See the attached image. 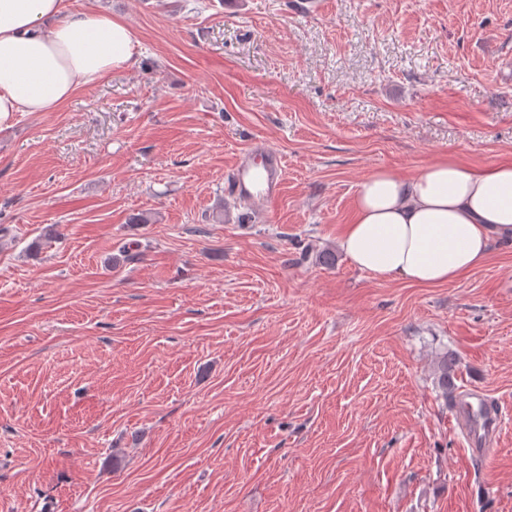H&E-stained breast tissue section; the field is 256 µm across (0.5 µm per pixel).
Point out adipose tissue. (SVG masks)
Segmentation results:
<instances>
[{"label": "adipose tissue", "mask_w": 512, "mask_h": 512, "mask_svg": "<svg viewBox=\"0 0 512 512\" xmlns=\"http://www.w3.org/2000/svg\"><path fill=\"white\" fill-rule=\"evenodd\" d=\"M123 21L66 0H0V127L19 112H51L81 88L136 61ZM339 246L382 279L437 286L482 265L492 238L512 240V161L471 166L453 155L411 176L363 179Z\"/></svg>", "instance_id": "1"}]
</instances>
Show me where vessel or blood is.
Returning a JSON list of instances; mask_svg holds the SVG:
<instances>
[{
    "label": "vessel or blood",
    "mask_w": 512,
    "mask_h": 512,
    "mask_svg": "<svg viewBox=\"0 0 512 512\" xmlns=\"http://www.w3.org/2000/svg\"><path fill=\"white\" fill-rule=\"evenodd\" d=\"M282 181L281 155L263 140L256 139L231 174L225 178L224 193L254 205L268 206L278 199ZM506 417V411L489 403L483 391L461 394L454 419L467 437L471 456H487L485 444L496 438Z\"/></svg>",
    "instance_id": "vessel-or-blood-1"
}]
</instances>
